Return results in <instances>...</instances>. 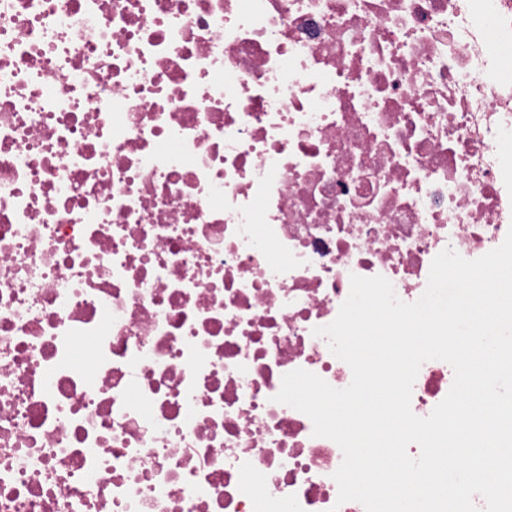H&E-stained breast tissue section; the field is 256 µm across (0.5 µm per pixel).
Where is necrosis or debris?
I'll list each match as a JSON object with an SVG mask.
<instances>
[{"label": "necrosis or debris", "instance_id": "necrosis-or-debris-1", "mask_svg": "<svg viewBox=\"0 0 512 512\" xmlns=\"http://www.w3.org/2000/svg\"><path fill=\"white\" fill-rule=\"evenodd\" d=\"M510 51L512 0H0V512H364L274 397L350 384L351 275L502 244Z\"/></svg>", "mask_w": 512, "mask_h": 512}]
</instances>
